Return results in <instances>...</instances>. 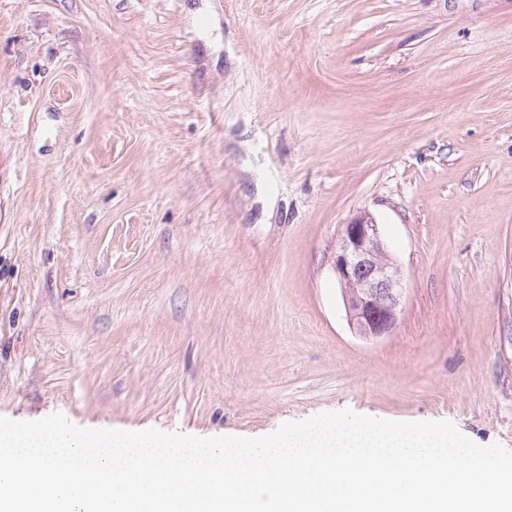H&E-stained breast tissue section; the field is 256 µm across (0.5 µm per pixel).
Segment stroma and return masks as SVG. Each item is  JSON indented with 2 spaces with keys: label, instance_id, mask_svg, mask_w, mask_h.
Masks as SVG:
<instances>
[{
  "label": "stroma",
  "instance_id": "obj_1",
  "mask_svg": "<svg viewBox=\"0 0 512 512\" xmlns=\"http://www.w3.org/2000/svg\"><path fill=\"white\" fill-rule=\"evenodd\" d=\"M405 294L347 324L361 211ZM512 450V0H0V416ZM330 261L354 335L367 341L388 336L401 311L402 274L370 212L341 225Z\"/></svg>",
  "mask_w": 512,
  "mask_h": 512
}]
</instances>
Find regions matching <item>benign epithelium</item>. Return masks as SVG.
Listing matches in <instances>:
<instances>
[{"label":"benign epithelium","instance_id":"7a95c632","mask_svg":"<svg viewBox=\"0 0 512 512\" xmlns=\"http://www.w3.org/2000/svg\"><path fill=\"white\" fill-rule=\"evenodd\" d=\"M330 261L354 335L367 341L389 335L401 311L402 274L371 213L341 225Z\"/></svg>","mask_w":512,"mask_h":512}]
</instances>
